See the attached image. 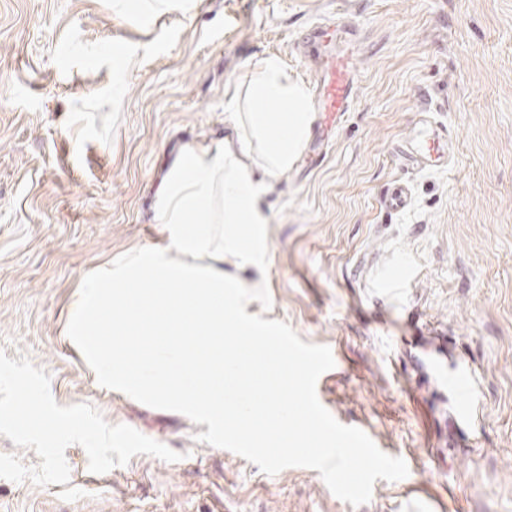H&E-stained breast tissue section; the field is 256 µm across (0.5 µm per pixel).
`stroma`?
<instances>
[{"mask_svg": "<svg viewBox=\"0 0 512 512\" xmlns=\"http://www.w3.org/2000/svg\"><path fill=\"white\" fill-rule=\"evenodd\" d=\"M145 2L0 0V350L45 370L59 405L91 404L182 458L96 475L72 445L68 483L0 479V512H512V0ZM344 18L359 27L356 103L324 160L268 189L250 310L337 350L323 400L405 461V481L376 480L357 507L319 471L265 474L198 441L207 425L106 389L66 334L81 273L157 241L154 194L180 149L232 136L248 70L275 55L310 84L298 37ZM420 106L456 141L447 169L394 152ZM398 178L411 202L392 215L380 198ZM393 267L406 277L378 306ZM431 330L473 370V426L411 361Z\"/></svg>", "mask_w": 512, "mask_h": 512, "instance_id": "obj_1", "label": "stroma"}]
</instances>
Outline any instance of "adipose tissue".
<instances>
[{
  "label": "adipose tissue",
  "mask_w": 512,
  "mask_h": 512,
  "mask_svg": "<svg viewBox=\"0 0 512 512\" xmlns=\"http://www.w3.org/2000/svg\"><path fill=\"white\" fill-rule=\"evenodd\" d=\"M311 122L305 89L264 58L233 137L186 145L162 179L152 206L159 241L82 274L69 329L104 385L180 402L214 429L233 421L232 436L252 448L269 447L271 425L279 448L309 447L297 409L266 400L300 393L301 378L258 336L244 311L250 283L226 272L224 258L264 275L267 182L295 162Z\"/></svg>",
  "instance_id": "1"
}]
</instances>
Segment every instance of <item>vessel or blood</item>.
Instances as JSON below:
<instances>
[{
  "instance_id": "obj_1",
  "label": "vessel or blood",
  "mask_w": 512,
  "mask_h": 512,
  "mask_svg": "<svg viewBox=\"0 0 512 512\" xmlns=\"http://www.w3.org/2000/svg\"><path fill=\"white\" fill-rule=\"evenodd\" d=\"M302 40L313 44L312 58L315 76L311 82V102L319 119L306 144L308 151L325 152L336 133L341 117L352 111L356 96L357 71L354 52L357 34L354 29L338 23H317L305 30ZM413 169L437 170L448 166L449 135L446 127L430 120L414 123L411 134L397 150ZM410 201V190L403 181H393L381 200L385 211L398 213ZM454 403L456 417L466 423L477 414L473 396L471 372L467 362L448 366L443 360L432 359L424 365Z\"/></svg>"
}]
</instances>
